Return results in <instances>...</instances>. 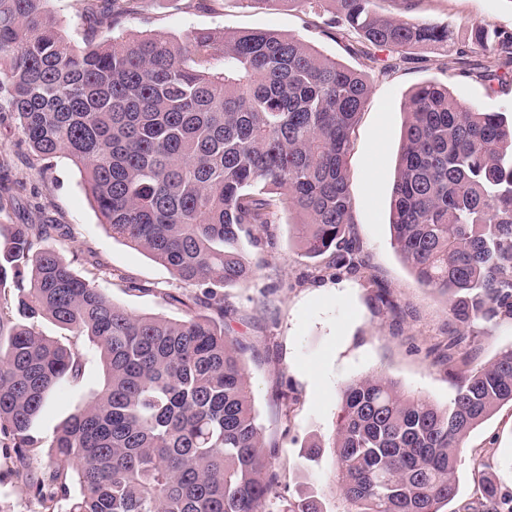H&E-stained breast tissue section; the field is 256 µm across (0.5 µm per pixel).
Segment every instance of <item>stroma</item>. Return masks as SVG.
<instances>
[{"instance_id": "1", "label": "stroma", "mask_w": 512, "mask_h": 512, "mask_svg": "<svg viewBox=\"0 0 512 512\" xmlns=\"http://www.w3.org/2000/svg\"><path fill=\"white\" fill-rule=\"evenodd\" d=\"M90 0H51L58 26L81 44ZM378 12L400 19L448 24L465 35L477 21L512 31V0H417L404 10L401 0H376ZM271 29L292 34L324 55L368 72L371 91L352 135L347 157L353 233L366 260L350 274L336 270L329 255L307 258L295 244L293 216L256 231L244 245L255 272L239 286L224 289V331L246 347L243 364L251 382L252 404L266 445L279 453L271 465L279 475L284 500L317 497L323 512H347L332 482L329 447L340 412V391L349 382L384 372L406 392L446 405L451 376L463 372L449 362L448 342L456 327L446 296L420 284L392 244L388 225L391 190L398 163L407 94L426 81L446 84L460 101L487 112L512 113V84L488 88L464 71L455 50L428 54L426 61L380 74L370 61L350 53L351 33L331 28L322 17L301 11L294 0H138V8L116 28L101 29L98 40L160 34L184 40L196 30ZM0 160L7 179L0 184V238L13 224H57L53 247L74 260L80 275H96L99 287L137 314L182 317L167 294L176 287L170 272L145 253L113 238L103 224L83 176L64 155L41 161L22 140L9 116L0 117ZM136 282L118 286L117 276ZM386 290L392 301L376 299ZM463 348L477 362L512 348V319L498 317L471 327ZM101 364L89 355L79 383H61L38 422L49 436L96 392ZM323 446L322 456L307 461V446ZM49 459L40 455L20 480L0 458V512H44L29 484L41 479ZM493 476L512 494V407L503 406L470 432L458 469L459 493L443 512H469L480 499L483 476Z\"/></svg>"}]
</instances>
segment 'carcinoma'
<instances>
[{
  "label": "carcinoma",
  "mask_w": 512,
  "mask_h": 512,
  "mask_svg": "<svg viewBox=\"0 0 512 512\" xmlns=\"http://www.w3.org/2000/svg\"><path fill=\"white\" fill-rule=\"evenodd\" d=\"M50 0H0V111L41 160L65 155L84 176L112 237L146 252L182 288L180 319L135 314L80 276L48 244L54 224H13L0 244V454L21 477L48 450L52 468L30 485L45 512H321L310 497L283 504L253 411L242 344L224 333L211 289L248 281L247 227L296 218L303 255L364 265L351 236L346 160L370 93L367 76L274 30L157 34L61 33ZM93 16L114 28L134 0ZM326 7L352 50L392 52L386 70L424 49L480 51L489 89L512 82V32L488 22L458 39L445 24L378 14L374 0H294ZM406 114L391 204L393 245L415 277L448 296L465 329L512 318V119L483 112L427 81ZM47 318L71 333H40ZM99 353L101 388L45 438L38 419L63 381ZM441 407L382 373L341 390L332 436L335 486L347 512H440L458 493L469 432L512 404V348L453 380ZM482 512H512L488 478Z\"/></svg>",
  "instance_id": "cac0c4a2"
}]
</instances>
